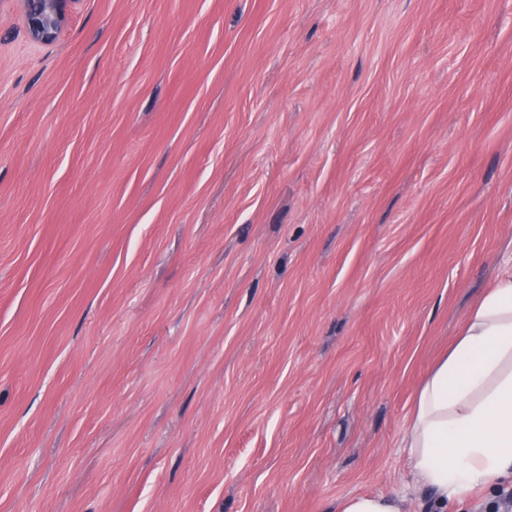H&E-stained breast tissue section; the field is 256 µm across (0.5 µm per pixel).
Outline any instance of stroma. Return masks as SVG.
Wrapping results in <instances>:
<instances>
[{
	"instance_id": "35a3bbf8",
	"label": "stroma",
	"mask_w": 512,
	"mask_h": 512,
	"mask_svg": "<svg viewBox=\"0 0 512 512\" xmlns=\"http://www.w3.org/2000/svg\"><path fill=\"white\" fill-rule=\"evenodd\" d=\"M511 260L512 0H0V512H421ZM30 39L49 43L57 39L67 18L80 0H22ZM335 512H411L405 499L390 495L360 494L336 501Z\"/></svg>"
}]
</instances>
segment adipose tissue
<instances>
[{
  "label": "adipose tissue",
  "mask_w": 512,
  "mask_h": 512,
  "mask_svg": "<svg viewBox=\"0 0 512 512\" xmlns=\"http://www.w3.org/2000/svg\"><path fill=\"white\" fill-rule=\"evenodd\" d=\"M401 445L435 494L431 512L512 478V265L422 379Z\"/></svg>",
  "instance_id": "obj_1"
}]
</instances>
